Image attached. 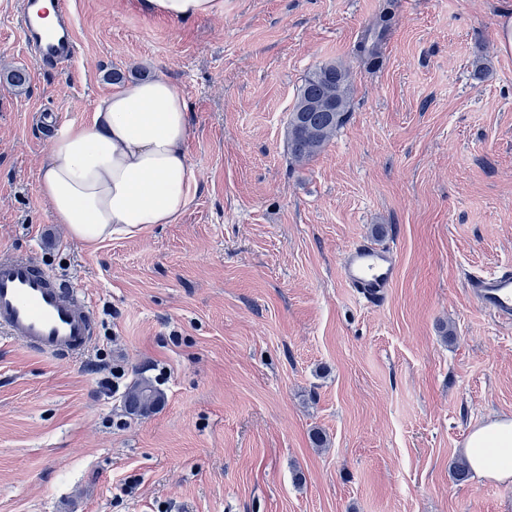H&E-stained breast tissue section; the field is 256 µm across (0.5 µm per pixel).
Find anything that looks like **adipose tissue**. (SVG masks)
Segmentation results:
<instances>
[{"label":"adipose tissue","instance_id":"1","mask_svg":"<svg viewBox=\"0 0 512 512\" xmlns=\"http://www.w3.org/2000/svg\"><path fill=\"white\" fill-rule=\"evenodd\" d=\"M140 5L176 21L224 11V0ZM190 128L185 96L161 76L127 83L101 99L90 123L63 125L39 177L54 222L90 245L177 223L197 186L187 153ZM464 452L479 479L512 480V419L496 417L476 426Z\"/></svg>","mask_w":512,"mask_h":512}]
</instances>
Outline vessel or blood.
I'll use <instances>...</instances> for the list:
<instances>
[{
  "label": "vessel or blood",
  "mask_w": 512,
  "mask_h": 512,
  "mask_svg": "<svg viewBox=\"0 0 512 512\" xmlns=\"http://www.w3.org/2000/svg\"><path fill=\"white\" fill-rule=\"evenodd\" d=\"M56 25L42 28L40 0H19L18 25L39 66L74 60L73 22L68 0H55ZM397 275L389 249L362 241L343 263L347 288L378 306L385 302ZM466 288L481 310L498 322L512 324V269L468 276ZM0 332L40 356L76 358L89 348L96 321L72 280L43 268L34 258L0 255Z\"/></svg>",
  "instance_id": "b4317fda"
}]
</instances>
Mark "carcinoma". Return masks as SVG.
Masks as SVG:
<instances>
[{
    "label": "carcinoma",
    "mask_w": 512,
    "mask_h": 512,
    "mask_svg": "<svg viewBox=\"0 0 512 512\" xmlns=\"http://www.w3.org/2000/svg\"><path fill=\"white\" fill-rule=\"evenodd\" d=\"M353 92L352 74L342 63H324L307 75L288 118L292 161L306 163L327 147L348 120ZM161 400V392L147 381L135 384L124 397L135 413H146Z\"/></svg>",
    "instance_id": "1"
}]
</instances>
